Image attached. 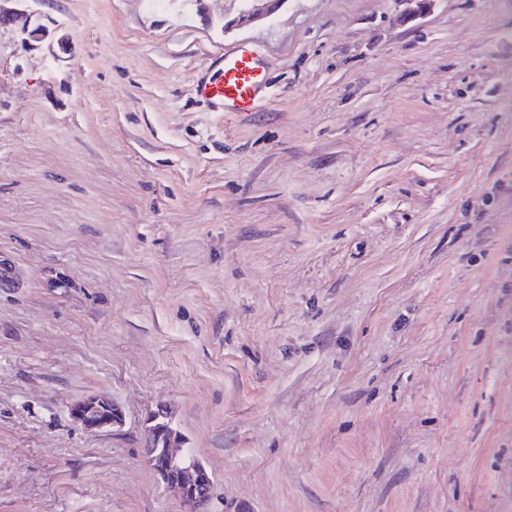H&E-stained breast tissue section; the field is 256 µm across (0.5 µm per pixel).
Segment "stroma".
<instances>
[{"mask_svg":"<svg viewBox=\"0 0 512 512\" xmlns=\"http://www.w3.org/2000/svg\"><path fill=\"white\" fill-rule=\"evenodd\" d=\"M240 7L0 27V512H183L161 407L209 512H512V0ZM240 46L225 112L194 87ZM285 2L286 0H246L235 18L227 21L224 19V27L227 29L243 23L265 20L274 15ZM216 76L200 80L195 94L220 105L225 112H248L266 84L259 54L242 47L217 59ZM70 415L87 432L119 430L125 424L122 408L106 395L89 396L70 407ZM145 431L147 461L158 479L188 506L186 512H203L213 484L211 472L194 453L182 448V435L170 414L163 409L153 412Z\"/></svg>","mask_w":512,"mask_h":512,"instance_id":"stroma-1","label":"stroma"}]
</instances>
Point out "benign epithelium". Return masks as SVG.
Returning a JSON list of instances; mask_svg holds the SVG:
<instances>
[{
  "label": "benign epithelium",
  "instance_id": "1",
  "mask_svg": "<svg viewBox=\"0 0 512 512\" xmlns=\"http://www.w3.org/2000/svg\"><path fill=\"white\" fill-rule=\"evenodd\" d=\"M287 0H245L238 15L224 22V27L254 23L274 15ZM70 415L87 432L115 431L125 424L122 408L106 395L89 396L70 407ZM146 457L149 466L165 488L180 498L188 512H204L210 494L211 472L194 453L183 448L181 433L170 414L159 409L146 425Z\"/></svg>",
  "mask_w": 512,
  "mask_h": 512
}]
</instances>
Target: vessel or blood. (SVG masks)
<instances>
[{
    "mask_svg": "<svg viewBox=\"0 0 512 512\" xmlns=\"http://www.w3.org/2000/svg\"><path fill=\"white\" fill-rule=\"evenodd\" d=\"M215 77L200 80L197 97L220 105L227 112H246L266 84L262 60L254 50L242 47L218 58Z\"/></svg>",
    "mask_w": 512,
    "mask_h": 512,
    "instance_id": "obj_1",
    "label": "vessel or blood"
}]
</instances>
